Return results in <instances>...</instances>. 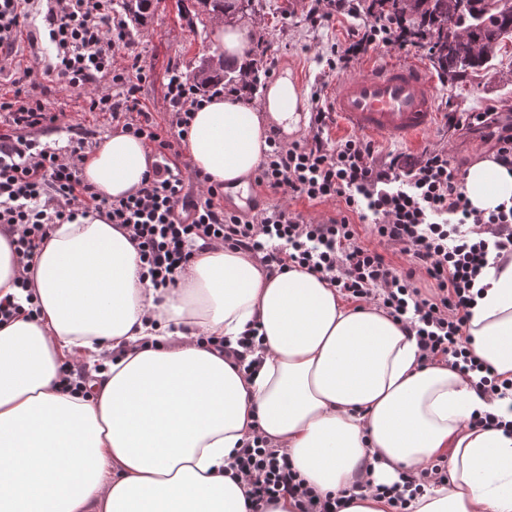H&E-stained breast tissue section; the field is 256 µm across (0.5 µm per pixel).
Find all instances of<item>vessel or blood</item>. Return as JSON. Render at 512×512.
Listing matches in <instances>:
<instances>
[{
  "label": "vessel or blood",
  "mask_w": 512,
  "mask_h": 512,
  "mask_svg": "<svg viewBox=\"0 0 512 512\" xmlns=\"http://www.w3.org/2000/svg\"><path fill=\"white\" fill-rule=\"evenodd\" d=\"M330 109L349 130L405 140L418 138L437 117L428 74L408 63H365L361 74L337 82Z\"/></svg>",
  "instance_id": "1"
}]
</instances>
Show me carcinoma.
<instances>
[{
  "label": "carcinoma",
  "mask_w": 512,
  "mask_h": 512,
  "mask_svg": "<svg viewBox=\"0 0 512 512\" xmlns=\"http://www.w3.org/2000/svg\"><path fill=\"white\" fill-rule=\"evenodd\" d=\"M154 0H121L122 12L140 25L145 22ZM254 0H196L214 16L244 12ZM378 16L403 23L416 17L421 29L411 32L417 42H426L437 61L448 65L452 77L473 73L488 65L506 41L512 42V0H414L407 10L405 0H375ZM229 74L224 65L213 67L204 63L192 73L201 87L216 81L220 74Z\"/></svg>",
  "instance_id": "cac0c4a2"
}]
</instances>
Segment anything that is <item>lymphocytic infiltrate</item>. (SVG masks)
I'll list each match as a JSON object with an SVG mask.
<instances>
[{"instance_id": "f902f5d3", "label": "lymphocytic infiltrate", "mask_w": 512, "mask_h": 512, "mask_svg": "<svg viewBox=\"0 0 512 512\" xmlns=\"http://www.w3.org/2000/svg\"><path fill=\"white\" fill-rule=\"evenodd\" d=\"M361 10L371 23L332 49L329 72L347 70L378 48L405 52L412 46L407 30L377 18L374 0H317L312 20L329 25ZM38 16L50 51L26 64L17 45ZM129 34L114 0H0V76L12 86L11 95L0 94V225H8L20 265H30L54 225L95 212L127 236L154 287L174 284L198 251L239 249L258 258L267 273L298 267L352 302L376 304L416 337L422 363L443 361L480 373L475 388L482 393L503 398L512 391V379L486 371L465 337L479 276L492 254L512 253V208H471L445 150L380 159L372 141L357 136L329 145V114L316 92L312 138L286 145L269 137L270 149L254 175L257 186L287 196V203L250 218L225 210L223 184L198 170L183 175L178 164V147L209 92L181 70H171L164 95L171 117L167 125L157 123L137 96L148 77L140 57L128 56L122 65L115 60L116 45L127 43ZM101 80L119 87V94L92 95L90 86ZM48 83L82 97L89 111L109 113L123 133L153 146L155 162L134 194L109 200L84 180L90 134L81 124L71 125L74 138L64 152L28 138V131L57 120L42 97ZM447 118L458 130H492L496 161L512 166V125L501 124L496 112H451ZM330 199L341 209L324 221L289 207L293 200ZM364 229L373 244L362 241ZM388 247L405 255L407 266L389 260ZM421 273L430 289L419 286ZM235 475L248 487L250 512H265V505L285 496L294 498L299 512H340L343 506L342 498L320 497L307 486L286 449L258 434L244 439ZM447 482L440 460L390 487L367 479L355 488L374 491L394 512H405L407 490L421 494Z\"/></svg>"}]
</instances>
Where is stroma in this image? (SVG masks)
I'll return each mask as SVG.
<instances>
[{
    "instance_id": "35a3bbf8",
    "label": "stroma",
    "mask_w": 512,
    "mask_h": 512,
    "mask_svg": "<svg viewBox=\"0 0 512 512\" xmlns=\"http://www.w3.org/2000/svg\"><path fill=\"white\" fill-rule=\"evenodd\" d=\"M177 0H158L148 23L119 55L139 54L148 72L139 87L138 97L145 111L151 112L160 124H167L168 105L164 100L166 76L176 67L192 73L202 58L212 56L210 41L214 18L196 20L178 13ZM312 0H255L252 10L238 14L237 19L254 26V43L264 51V57L275 67L289 66L305 95L321 93L329 97L338 80L337 75H325L326 58L332 46L343 42L352 31L369 20L368 15L337 20L330 26L314 25L311 20ZM438 105L451 112H498L502 122L512 124V45L499 54L492 68L465 78L434 82ZM44 98L52 112L58 114L56 124L49 129L30 131L32 139L48 146L66 149L71 133V119H79L102 141L117 130L108 114L91 112L80 99L68 96L58 85H50ZM380 155L403 153L420 156L425 149L443 148L456 168L466 170L477 158L488 153L490 144L479 134L450 130L444 117H437L433 128L416 141H396L384 137L374 140Z\"/></svg>"
}]
</instances>
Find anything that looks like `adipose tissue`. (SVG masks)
<instances>
[{
	"label": "adipose tissue",
	"instance_id": "adipose-tissue-1",
	"mask_svg": "<svg viewBox=\"0 0 512 512\" xmlns=\"http://www.w3.org/2000/svg\"><path fill=\"white\" fill-rule=\"evenodd\" d=\"M211 38L217 59L239 65L254 31L231 19ZM306 109L286 68L261 107L213 96L183 148L213 181L241 184L271 128L291 136ZM152 162L145 143L115 133L83 175L119 199ZM464 186L476 210L512 206V169L493 156L468 168ZM9 240L0 229V298L27 275L39 315L0 326V512H249L227 466L254 431L287 449L324 496L368 476L390 485L442 458L447 485L414 497L409 512H512V434L469 423L498 402L444 363L421 365L415 337L382 310L347 304L298 267L267 275L224 247L156 289L122 231L93 214L55 225L27 272ZM481 282L469 348L512 379V255ZM253 327L266 352L249 374L197 342H234ZM78 358L105 366L88 397L60 382Z\"/></svg>",
	"mask_w": 512,
	"mask_h": 512
}]
</instances>
